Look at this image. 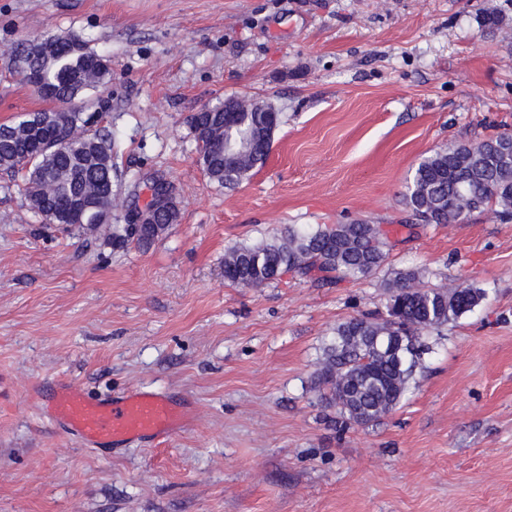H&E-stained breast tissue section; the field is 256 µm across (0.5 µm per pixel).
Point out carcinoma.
I'll return each mask as SVG.
<instances>
[{
  "label": "carcinoma",
  "mask_w": 512,
  "mask_h": 512,
  "mask_svg": "<svg viewBox=\"0 0 512 512\" xmlns=\"http://www.w3.org/2000/svg\"><path fill=\"white\" fill-rule=\"evenodd\" d=\"M17 72L37 75L42 99L66 111H40L0 124V170L27 171L29 208L48 224L98 232L107 245L130 243L150 248L178 222L170 197L150 222L113 224L107 219L112 196V134L82 133L93 104L88 91L108 83L107 55L79 35L26 40L11 50ZM256 114L239 113L224 125V105L203 116L193 115L199 164L210 181L235 188L251 176L249 157L233 169L224 165V142L248 147ZM402 203L417 220L452 224L475 212L491 210L512 221V139L503 133L478 141L451 143L425 157L406 183ZM380 227L367 221L311 227L291 224L278 236L243 244L224 255V280L254 288L282 274L307 275L317 270L338 281L375 274L386 261ZM418 275L397 271L386 284L387 315L362 313L338 325L316 361L315 378L324 408L336 432L368 425L390 413L405 398L424 355L426 335L473 311L485 293L471 286L424 288ZM400 336L404 346L392 350L386 341Z\"/></svg>",
  "instance_id": "1"
}]
</instances>
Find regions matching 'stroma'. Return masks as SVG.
<instances>
[{"label": "stroma", "mask_w": 512, "mask_h": 512, "mask_svg": "<svg viewBox=\"0 0 512 512\" xmlns=\"http://www.w3.org/2000/svg\"><path fill=\"white\" fill-rule=\"evenodd\" d=\"M504 22L480 25L490 2ZM77 34L107 54L89 132L111 133L113 223L175 188L149 249L45 223L0 171V512H512V222L423 224L401 203L421 159L512 133V0H0V123L49 110L11 48ZM229 97L281 114L233 189L203 173L190 119ZM379 225L373 276L224 279V254L286 225ZM484 289L428 337L406 398L339 435L314 363L337 324L384 310V283ZM161 392L191 423L165 445L95 449L32 396Z\"/></svg>", "instance_id": "stroma-1"}]
</instances>
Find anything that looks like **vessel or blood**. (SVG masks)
<instances>
[{
	"label": "vessel or blood",
	"mask_w": 512,
	"mask_h": 512,
	"mask_svg": "<svg viewBox=\"0 0 512 512\" xmlns=\"http://www.w3.org/2000/svg\"><path fill=\"white\" fill-rule=\"evenodd\" d=\"M74 434L98 445L131 441L162 443L185 429L189 418L164 394L132 390L103 400L87 399L66 384L43 401Z\"/></svg>",
	"instance_id": "1"
}]
</instances>
